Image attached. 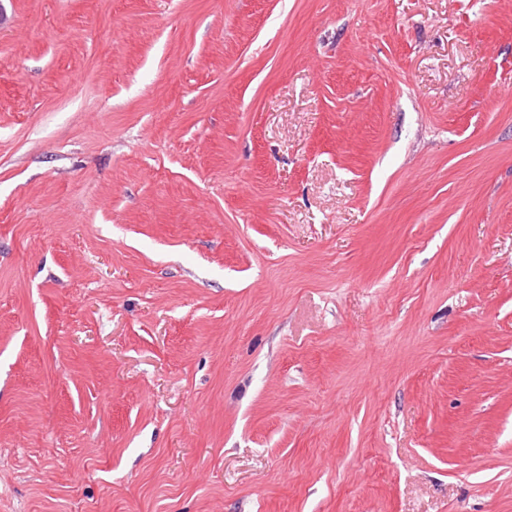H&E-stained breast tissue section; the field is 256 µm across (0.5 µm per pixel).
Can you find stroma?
<instances>
[{"label": "stroma", "mask_w": 512, "mask_h": 512, "mask_svg": "<svg viewBox=\"0 0 512 512\" xmlns=\"http://www.w3.org/2000/svg\"><path fill=\"white\" fill-rule=\"evenodd\" d=\"M0 512H512V0H0Z\"/></svg>", "instance_id": "35a3bbf8"}]
</instances>
